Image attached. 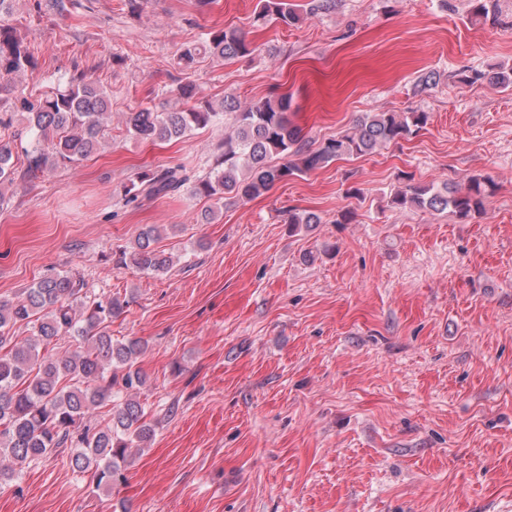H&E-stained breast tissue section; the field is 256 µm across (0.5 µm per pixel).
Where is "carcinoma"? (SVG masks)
Returning a JSON list of instances; mask_svg holds the SVG:
<instances>
[{"label":"carcinoma","mask_w":512,"mask_h":512,"mask_svg":"<svg viewBox=\"0 0 512 512\" xmlns=\"http://www.w3.org/2000/svg\"><path fill=\"white\" fill-rule=\"evenodd\" d=\"M479 19L497 16L498 0H472ZM255 19L285 27L298 20L288 0H259ZM231 59L255 52L235 30L210 31L198 44L183 48L178 62L192 66L200 53ZM35 65L34 51L0 26V78ZM471 83L512 88V67L472 69L463 76ZM178 95L195 100L187 110L157 112L143 107L125 113L127 133L150 141L182 138L213 124L219 112L208 101L196 99L195 87L185 83ZM109 94L92 82L74 79L67 88L44 96L15 100L25 114L28 132L49 138L21 147L26 161L23 176L30 177L57 164L75 165L97 152L105 139ZM291 101L286 96L262 98L242 107L233 96L222 110L232 116V131L224 135L222 152L203 175L182 168L143 171L124 187L135 199L167 196L186 189L193 196L221 202L224 196L250 199L275 184L306 175L343 157H362L414 133L426 125L425 112H366L336 137L312 148L288 119ZM11 142L0 143V190L15 179ZM495 183L472 177L462 187L408 184L397 190L391 204L436 212L447 210L464 222L484 205ZM321 223L312 212H288L296 230ZM159 232L139 231L118 261L152 275L168 272L172 257L155 249ZM126 301L85 288L74 275L47 274L12 299H0V490L19 479L25 470L56 455L69 459L72 472L90 476L97 491H110L131 462L133 452L148 446L155 427L139 395L146 378L136 367L146 351L140 339L112 338V320ZM32 327L35 334L18 335Z\"/></svg>","instance_id":"cac0c4a2"}]
</instances>
